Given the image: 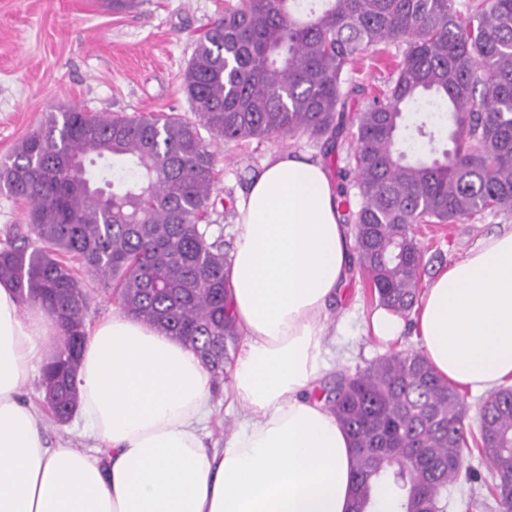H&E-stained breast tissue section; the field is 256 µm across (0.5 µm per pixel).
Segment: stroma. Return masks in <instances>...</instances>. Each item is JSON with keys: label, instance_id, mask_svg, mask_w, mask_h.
Segmentation results:
<instances>
[{"label": "stroma", "instance_id": "stroma-1", "mask_svg": "<svg viewBox=\"0 0 512 512\" xmlns=\"http://www.w3.org/2000/svg\"><path fill=\"white\" fill-rule=\"evenodd\" d=\"M223 11L224 0H139L136 9L120 13L104 9L100 0H0V158L59 105L105 115L165 112L194 119L182 88L183 74L196 39ZM388 78V71L373 58L349 68L344 83L350 91L348 110L357 112L367 94ZM201 136L216 154L218 198H238L269 152H309L324 161L333 182L343 187L346 202L339 210L344 224H352L361 196L349 174L351 137L330 146L301 132L276 143L222 142L206 130ZM510 230L512 214L490 212L471 222L416 225L414 235L424 255L423 279L461 260L484 237ZM377 307L364 270L353 265L331 309L343 332L328 345L331 368L323 384L386 353L418 349L410 315L403 317L398 338L384 341L373 336L368 319ZM464 399L468 446L445 512H466L465 504L474 496L490 503L489 512H499L494 505L498 479L477 444V409L483 397L468 392ZM42 430L51 446L98 452L80 418L64 425L46 421Z\"/></svg>", "mask_w": 512, "mask_h": 512}]
</instances>
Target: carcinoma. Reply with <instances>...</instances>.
I'll return each instance as SVG.
<instances>
[{
	"label": "carcinoma",
	"instance_id": "obj_1",
	"mask_svg": "<svg viewBox=\"0 0 512 512\" xmlns=\"http://www.w3.org/2000/svg\"><path fill=\"white\" fill-rule=\"evenodd\" d=\"M239 0L197 39L183 76L196 121L105 116L71 107L0 160V192L28 202L0 242V282L56 318L43 364L44 409L65 424L88 338L89 293L66 258L112 285L120 311L192 343L224 381L238 329L227 295L215 155L199 128L232 142L297 131L327 142L356 127L351 173L361 206L357 252L371 294L404 316L418 301L417 224L512 212V0ZM403 43L386 89L346 119V68ZM424 113L409 124L410 109ZM326 405L354 448L352 512H370L376 483L401 512H444L462 470L466 407L423 355L404 349L338 373ZM481 451L512 512V386L478 409Z\"/></svg>",
	"mask_w": 512,
	"mask_h": 512
}]
</instances>
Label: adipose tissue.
<instances>
[{"mask_svg": "<svg viewBox=\"0 0 512 512\" xmlns=\"http://www.w3.org/2000/svg\"><path fill=\"white\" fill-rule=\"evenodd\" d=\"M337 199L320 158L274 151L237 203L228 395L243 416L221 449L202 441L212 382L192 345L122 312L94 327L74 381L103 457L48 447L21 395L56 321L0 283V512H350L351 439L313 397L350 266ZM415 323L441 380L511 385L512 231L431 279Z\"/></svg>", "mask_w": 512, "mask_h": 512, "instance_id": "obj_1", "label": "adipose tissue"}]
</instances>
